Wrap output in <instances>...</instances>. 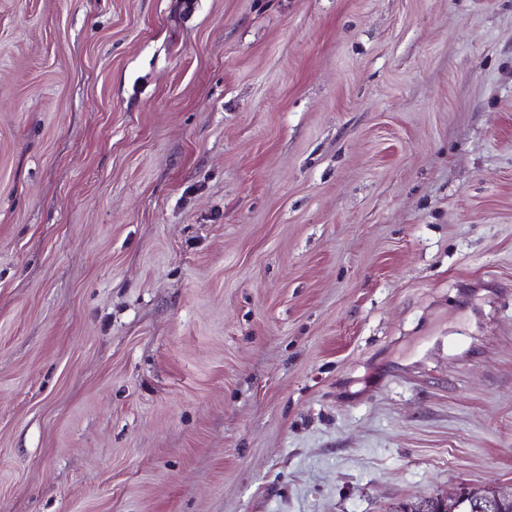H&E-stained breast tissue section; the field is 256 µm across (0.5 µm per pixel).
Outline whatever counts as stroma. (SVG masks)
<instances>
[{"label":"stroma","mask_w":512,"mask_h":512,"mask_svg":"<svg viewBox=\"0 0 512 512\" xmlns=\"http://www.w3.org/2000/svg\"><path fill=\"white\" fill-rule=\"evenodd\" d=\"M499 482L512 0H0V512Z\"/></svg>","instance_id":"1"}]
</instances>
